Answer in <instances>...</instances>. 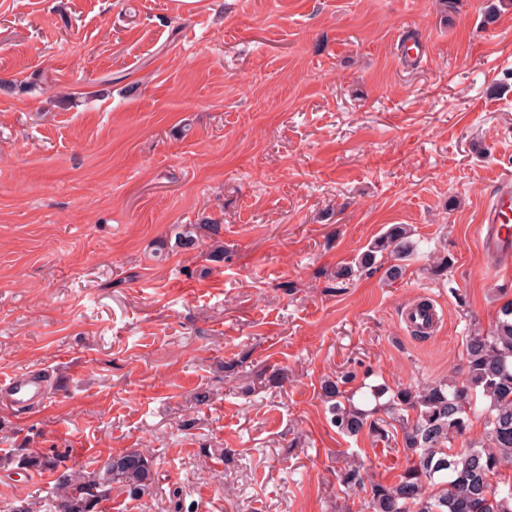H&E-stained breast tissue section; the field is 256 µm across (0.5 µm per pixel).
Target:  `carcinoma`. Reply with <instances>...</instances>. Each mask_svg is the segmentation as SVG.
Listing matches in <instances>:
<instances>
[{"label":"carcinoma","mask_w":512,"mask_h":512,"mask_svg":"<svg viewBox=\"0 0 512 512\" xmlns=\"http://www.w3.org/2000/svg\"><path fill=\"white\" fill-rule=\"evenodd\" d=\"M416 250L409 228L393 224L360 254L357 269H377L378 256L386 253L396 260L386 269L387 277L395 280ZM349 380L343 376L322 383L331 425L347 437H356L367 427L383 437L386 429L370 419L382 409L398 423L406 456L395 483L368 485V512H512V481L503 477V470L512 467V301L499 308L490 331L466 337L460 380L391 392L373 386L370 395L376 404L371 410L356 406L346 395L343 385ZM384 396L388 400L379 403ZM475 415L484 418L487 442L454 447ZM64 462L58 454L29 456L21 462L26 468L56 474L54 512H97L114 487L139 498L156 479L153 461L139 449L113 455L91 472ZM340 481L349 489L365 486L358 466L344 468Z\"/></svg>","instance_id":"obj_1"}]
</instances>
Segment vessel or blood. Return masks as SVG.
<instances>
[{
  "mask_svg": "<svg viewBox=\"0 0 512 512\" xmlns=\"http://www.w3.org/2000/svg\"><path fill=\"white\" fill-rule=\"evenodd\" d=\"M480 258L484 266L502 272L512 271V178L498 180L492 198L479 217ZM404 322L423 334H432L439 317L434 304L423 300L407 306ZM46 387L41 371L14 374L0 380V395L14 407L41 406Z\"/></svg>",
  "mask_w": 512,
  "mask_h": 512,
  "instance_id": "vessel-or-blood-1",
  "label": "vessel or blood"
}]
</instances>
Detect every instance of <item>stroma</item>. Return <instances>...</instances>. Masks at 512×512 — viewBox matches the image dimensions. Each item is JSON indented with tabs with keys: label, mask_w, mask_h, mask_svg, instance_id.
Here are the masks:
<instances>
[{
	"label": "stroma",
	"mask_w": 512,
	"mask_h": 512,
	"mask_svg": "<svg viewBox=\"0 0 512 512\" xmlns=\"http://www.w3.org/2000/svg\"><path fill=\"white\" fill-rule=\"evenodd\" d=\"M509 174L502 0H0V379L48 387L0 401V512H51L25 456L134 448L155 484L102 512H365L344 453L391 484L402 439L340 435L321 384L460 370L512 300L476 229ZM393 224L403 278L337 280ZM426 296L432 337L401 316ZM45 392L43 375L38 370L0 380V393L13 407L35 409L42 405Z\"/></svg>",
	"instance_id": "stroma-1"
}]
</instances>
